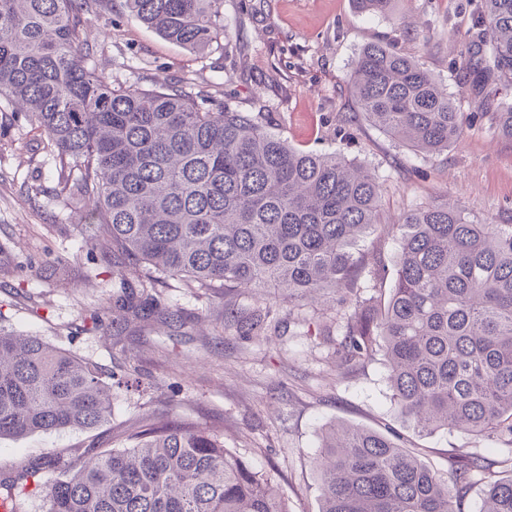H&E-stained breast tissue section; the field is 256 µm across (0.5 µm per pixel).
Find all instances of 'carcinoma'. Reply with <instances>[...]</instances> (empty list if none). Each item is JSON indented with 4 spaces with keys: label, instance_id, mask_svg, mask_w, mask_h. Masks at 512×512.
I'll use <instances>...</instances> for the list:
<instances>
[{
    "label": "carcinoma",
    "instance_id": "1",
    "mask_svg": "<svg viewBox=\"0 0 512 512\" xmlns=\"http://www.w3.org/2000/svg\"><path fill=\"white\" fill-rule=\"evenodd\" d=\"M102 0H0V96L26 112L59 162L62 190L92 203L112 266L146 267L141 287L178 278L207 288H277L314 301L355 288V248L381 223L378 176L340 152L296 149L266 112H239L207 91L130 90L91 64L79 40ZM385 13L393 0H355ZM166 40L205 51L224 34V0H126ZM460 69L512 141V0H476ZM365 119L396 142L440 153L465 115L435 76L382 43L365 46L347 79ZM394 273L374 304H353L338 365L382 357L391 403L421 432L462 430L512 447V224H475L448 201L395 224ZM112 313L123 325L178 314L121 278ZM112 418V384L92 364L41 338L0 330V439L92 431ZM320 512H461L474 478L512 473V453L458 451L443 477L389 436L332 425L311 459ZM55 480L46 512H288L279 492L217 436L185 420L146 422L122 446L51 452L3 486L21 494ZM480 512H512V477L486 488Z\"/></svg>",
    "mask_w": 512,
    "mask_h": 512
}]
</instances>
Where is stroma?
<instances>
[{
	"instance_id": "35a3bbf8",
	"label": "stroma",
	"mask_w": 512,
	"mask_h": 512,
	"mask_svg": "<svg viewBox=\"0 0 512 512\" xmlns=\"http://www.w3.org/2000/svg\"><path fill=\"white\" fill-rule=\"evenodd\" d=\"M473 0H394L391 12L363 14L353 0H224V35L204 52L173 44L110 0L80 32L92 62L133 89L203 88L241 112H268L267 129L304 151H339L374 169L382 185V224L358 243V299H379L373 254L394 267L399 243L389 226L402 214L444 199L459 201L477 224L512 222V141L492 137L488 120L432 156L393 141L358 114L347 75L360 51L379 42L418 61L447 88L459 110L481 99L456 62L454 45L473 30ZM352 123L354 136L337 129ZM25 112L0 99V327L39 336L95 365L103 376L135 373L140 387L112 389V419L100 428L0 440V480L32 460L73 448L120 446L125 430L156 412L187 417L221 436L226 448L278 487L290 512H320L310 464L333 423L392 429L402 447L439 473L466 448L493 458L503 446L459 431L425 434L404 423L390 401L382 361L337 367L339 332L313 326L337 318L336 290L317 308L290 309L268 288H192L177 279L152 289L181 324L141 322L115 330L112 295L119 276L94 234L88 207L58 191V164ZM242 315L266 312L264 332L224 326L225 303Z\"/></svg>"
}]
</instances>
